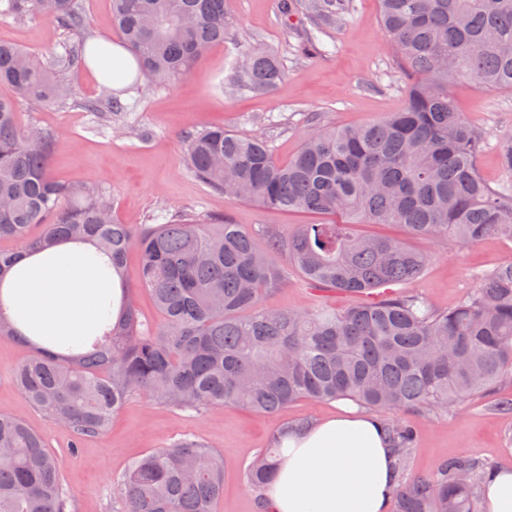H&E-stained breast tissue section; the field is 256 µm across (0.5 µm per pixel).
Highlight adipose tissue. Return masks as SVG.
<instances>
[{"label":"adipose tissue","mask_w":512,"mask_h":512,"mask_svg":"<svg viewBox=\"0 0 512 512\" xmlns=\"http://www.w3.org/2000/svg\"><path fill=\"white\" fill-rule=\"evenodd\" d=\"M85 57L98 81L119 89L137 75L121 44L93 40ZM121 288L89 244L62 243L21 258L0 276V303L38 343L75 340L102 313L118 315ZM283 456L265 495L275 512H385L396 486L389 439L371 416L345 409L278 435Z\"/></svg>","instance_id":"obj_1"}]
</instances>
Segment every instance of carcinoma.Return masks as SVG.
<instances>
[{
	"instance_id": "cac0c4a2",
	"label": "carcinoma",
	"mask_w": 512,
	"mask_h": 512,
	"mask_svg": "<svg viewBox=\"0 0 512 512\" xmlns=\"http://www.w3.org/2000/svg\"><path fill=\"white\" fill-rule=\"evenodd\" d=\"M112 25L150 81L188 75L224 42L228 0H111ZM396 61L411 79L399 112L356 128L319 127L296 154L276 159L267 141L222 127L192 136L187 165L208 188L277 210L335 215L282 236H259L222 218L184 215L166 224H119L102 192L55 179L57 138L23 129L15 98L40 107L73 96L72 85L30 53L0 42V276L27 253L91 240L124 275L140 254L138 289L160 321L140 319L123 288L122 312L79 344L51 347L22 335L0 308V336L36 354L14 372L27 401L78 437L103 434L126 400L141 394L180 410L236 405L272 415L301 400L349 399L377 413L388 433L398 485L393 512H477L492 469L469 456L443 460L430 478H407L415 440L398 411L460 410L512 370V262L481 276L453 308L433 309L394 286L417 279L429 255L396 237L367 236L359 224H393L409 238L475 244L512 239V184L480 177L482 132L457 111L448 84L512 90V0H379ZM314 31L345 18L350 0H305ZM41 18L82 25L75 0H0V19ZM284 77L262 48L242 55L224 91L267 93ZM36 225L42 227L32 234ZM351 303L268 310L264 294L288 282ZM280 449L266 448L245 470L259 512ZM224 495L222 458L184 439L133 460L113 480V512H216ZM61 461L27 423L0 411V512H66Z\"/></svg>"
}]
</instances>
